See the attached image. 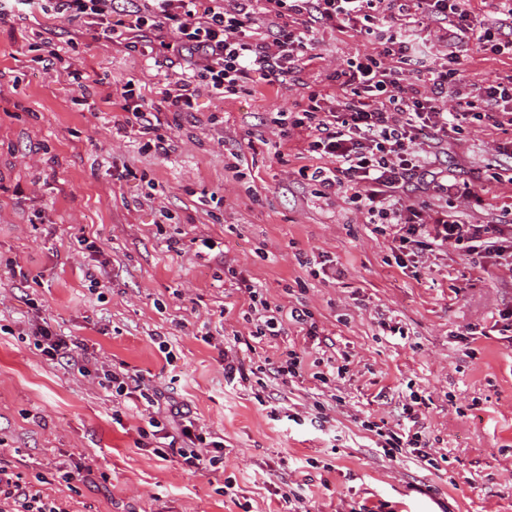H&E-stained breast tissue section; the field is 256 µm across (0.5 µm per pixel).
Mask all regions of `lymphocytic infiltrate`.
Segmentation results:
<instances>
[{"label": "lymphocytic infiltrate", "instance_id": "f902f5d3", "mask_svg": "<svg viewBox=\"0 0 512 512\" xmlns=\"http://www.w3.org/2000/svg\"><path fill=\"white\" fill-rule=\"evenodd\" d=\"M0 0V20L48 4L64 23L86 20L112 43L136 48L144 31L179 58L162 92L178 112L193 110L200 92L223 100L253 92L257 82L283 87L304 59L313 57L317 27L349 29L373 49L347 58L309 92L304 105L282 113L283 134L297 133L308 153L325 158L311 174L318 197L344 193L373 224L387 225L401 246L451 243L466 255H492L512 269V245L449 200L480 201L512 172L486 178L441 177L432 202L404 199L412 180L438 165L449 132L475 115L501 126L512 117V74L464 81L457 62L474 45L485 61L512 60V0H485L493 20L479 21L471 0ZM436 38H426L428 30ZM189 447L176 453L191 472H214L221 445L185 425ZM0 501L11 512H67L56 500L0 464Z\"/></svg>", "mask_w": 512, "mask_h": 512}]
</instances>
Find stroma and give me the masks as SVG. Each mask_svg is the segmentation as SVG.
Wrapping results in <instances>:
<instances>
[{
  "label": "stroma",
  "instance_id": "1",
  "mask_svg": "<svg viewBox=\"0 0 512 512\" xmlns=\"http://www.w3.org/2000/svg\"><path fill=\"white\" fill-rule=\"evenodd\" d=\"M316 38L289 87L203 93L177 112L161 101L171 68L155 35L129 51L81 21H0V459L23 481L43 475L69 512H512V318L499 316L512 272L452 244L397 265L392 235L343 195L316 197L301 170L321 159L270 118L369 48L352 32ZM48 42L64 69L34 65ZM129 81L168 156L127 124ZM510 142L512 125L465 122L447 166L484 168ZM250 285L280 307L279 335L253 337ZM45 324L184 407L223 442V473L159 457L168 410L43 355ZM290 349L307 367L285 383L273 371ZM228 357L251 375L227 381ZM330 358L345 372L324 382ZM414 393L426 462L386 453ZM152 417L164 436L140 435ZM76 466L95 482L68 489L58 472Z\"/></svg>",
  "mask_w": 512,
  "mask_h": 512
}]
</instances>
